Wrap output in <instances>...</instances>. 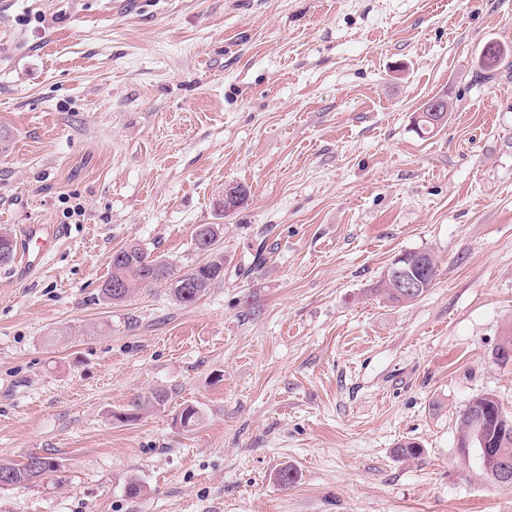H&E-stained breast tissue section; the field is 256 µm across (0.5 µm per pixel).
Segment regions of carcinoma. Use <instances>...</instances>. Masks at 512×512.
<instances>
[{
  "instance_id": "cac0c4a2",
  "label": "carcinoma",
  "mask_w": 512,
  "mask_h": 512,
  "mask_svg": "<svg viewBox=\"0 0 512 512\" xmlns=\"http://www.w3.org/2000/svg\"><path fill=\"white\" fill-rule=\"evenodd\" d=\"M196 230H203L211 237L213 248L207 254L206 261L185 270L166 258L152 257L137 243H130L112 254L111 273L100 288L102 297L112 304H119L137 288H151L165 283L175 303L181 306L194 304L213 286L224 281L220 225L201 224ZM416 255L415 251L404 253L402 265L421 281L419 296L422 297L434 285L437 268L433 259L426 260L423 266L418 265L414 261ZM377 290L396 306L417 301L416 297L404 295L392 287L388 270L384 271ZM499 416L512 422V412L506 411L495 395L487 393L475 398L459 419V451L465 456L472 452L476 454L481 476L488 482L495 480L496 466L484 461L481 442L488 443L492 457L497 461L512 465V439L506 443L500 442ZM59 471L61 466L56 458L38 453L29 454L22 463L0 461V479H6L5 483H0V489L26 488L47 474Z\"/></svg>"
}]
</instances>
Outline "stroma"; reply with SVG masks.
<instances>
[{
  "label": "stroma",
  "instance_id": "35a3bbf8",
  "mask_svg": "<svg viewBox=\"0 0 512 512\" xmlns=\"http://www.w3.org/2000/svg\"><path fill=\"white\" fill-rule=\"evenodd\" d=\"M490 41L512 46V0H0V228L61 233L43 268L0 264V461L62 465L0 512H512L457 448L474 398L512 409V64L484 78ZM201 224L224 280L199 301L102 299L126 244L202 263ZM409 251L438 275L396 307L376 285ZM436 101H439L441 107H442V112H440L441 114V121L438 119V121H440V124H442L447 118V115H448V102L446 100H441L439 98L435 99ZM436 101L432 102L431 105L429 106V109H430V112H433L435 113L436 112V109H437V105H436ZM430 101H428L427 103H425L421 108V112H418L419 116L416 120V124H417V130L419 131V133L421 134H429V133H432L434 131L435 128L438 127V125L440 124H435L432 120H434L435 116H433L430 112H427L428 110V103Z\"/></svg>",
  "mask_w": 512,
  "mask_h": 512
}]
</instances>
